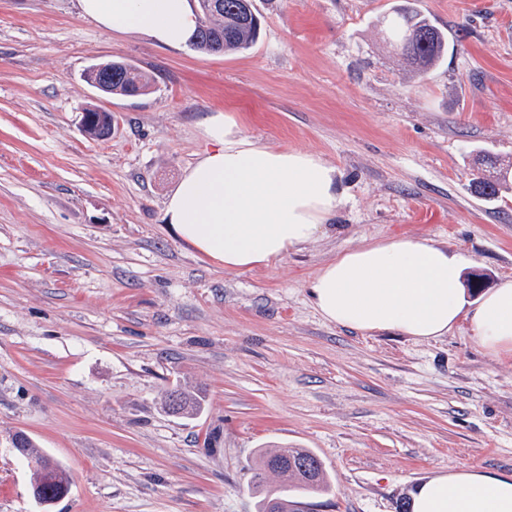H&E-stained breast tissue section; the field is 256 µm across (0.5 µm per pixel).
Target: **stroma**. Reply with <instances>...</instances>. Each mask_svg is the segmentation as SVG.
<instances>
[{
  "label": "stroma",
  "instance_id": "obj_1",
  "mask_svg": "<svg viewBox=\"0 0 512 512\" xmlns=\"http://www.w3.org/2000/svg\"><path fill=\"white\" fill-rule=\"evenodd\" d=\"M395 0H254L243 53L112 34L79 0H0V512H257L258 449L306 448L326 491L304 512H407L441 472L512 473V359L466 324L430 341L326 321L309 281L387 238L465 255L512 280V188L486 201L477 154L512 163V0H416L448 31L422 76L389 44ZM122 59L154 93L106 97L81 78ZM95 104L108 138L80 131ZM235 113L258 144L336 169L325 232L245 271L176 237L165 203ZM203 393L195 418L163 396ZM66 467L41 510L12 437Z\"/></svg>",
  "mask_w": 512,
  "mask_h": 512
}]
</instances>
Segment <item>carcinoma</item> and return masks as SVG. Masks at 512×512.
Here are the masks:
<instances>
[{"label":"carcinoma","mask_w":512,"mask_h":512,"mask_svg":"<svg viewBox=\"0 0 512 512\" xmlns=\"http://www.w3.org/2000/svg\"><path fill=\"white\" fill-rule=\"evenodd\" d=\"M198 26L192 47L207 54L242 52L257 42L261 21L256 14L253 0H222L223 7L213 9L210 0H196ZM387 39L407 61L413 71L425 73L444 61L448 54V34L420 15L409 0L393 8L383 17ZM84 80L92 87L104 82L106 95L141 96L152 92L155 80L141 69L122 60L112 61V71L107 64L92 65L84 72ZM512 179V169L490 158H482L472 184L481 196L498 194ZM203 398L196 392L173 388L165 392L164 406L183 416H194L202 408ZM18 453L25 459L41 460L46 457L25 433L19 434ZM272 471L281 478L280 490H266V474ZM70 487L66 468L53 462L49 470L31 471V489L44 488L55 496H65ZM249 487L258 497V512H268L270 502H275L277 512H301L302 499L327 488L321 460L305 448H261L252 467Z\"/></svg>","instance_id":"1"}]
</instances>
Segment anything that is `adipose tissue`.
<instances>
[{
  "mask_svg": "<svg viewBox=\"0 0 512 512\" xmlns=\"http://www.w3.org/2000/svg\"><path fill=\"white\" fill-rule=\"evenodd\" d=\"M82 14L112 33L155 44H190L192 0H79ZM214 144L185 171L166 202L176 235L228 270L270 266L323 234L340 200L336 171L317 154L263 146L242 136L230 113L205 123ZM467 260L433 242L388 239L347 251L309 284L311 302L336 325L428 341L467 323L497 356L512 358V281L466 308ZM409 512H512V474H435L410 495Z\"/></svg>",
  "mask_w": 512,
  "mask_h": 512,
  "instance_id": "ef3b65f1",
  "label": "adipose tissue"
}]
</instances>
